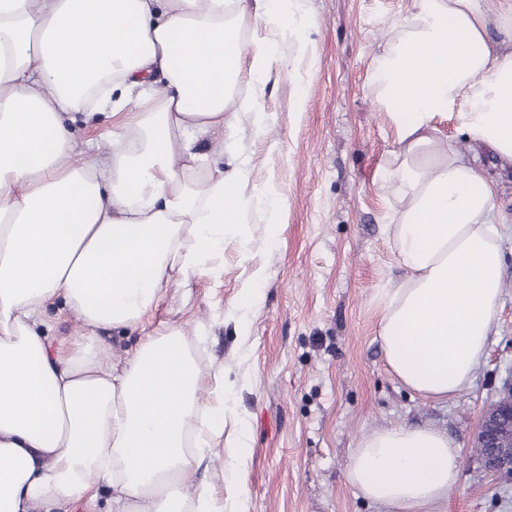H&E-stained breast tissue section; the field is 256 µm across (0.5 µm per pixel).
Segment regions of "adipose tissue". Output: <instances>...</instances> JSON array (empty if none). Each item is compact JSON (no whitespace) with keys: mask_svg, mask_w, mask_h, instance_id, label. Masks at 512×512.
<instances>
[{"mask_svg":"<svg viewBox=\"0 0 512 512\" xmlns=\"http://www.w3.org/2000/svg\"><path fill=\"white\" fill-rule=\"evenodd\" d=\"M247 12L306 50L296 0H0V512H51L101 484L113 512H242L245 433L217 475L225 494L190 482L237 390L223 369L204 377L202 334L154 331L115 365L95 331L141 326L171 278L219 281L224 238L255 207L279 229V188L244 193V162L225 170L196 146L255 113L230 104L242 64L260 85L277 61L244 38ZM493 25L511 27L512 7L414 0L373 67L395 130L378 183L406 270L382 293L379 337L389 371L436 401L470 385L504 286L496 188L467 155L488 147L512 171V48ZM104 107L105 143H79L70 122ZM451 115L465 148L439 128ZM58 303L83 333L53 353ZM459 463L448 435L390 425L358 442L347 476L391 512H436Z\"/></svg>","mask_w":512,"mask_h":512,"instance_id":"ef3b65f1","label":"adipose tissue"}]
</instances>
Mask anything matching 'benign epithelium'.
Segmentation results:
<instances>
[{"label": "benign epithelium", "instance_id": "obj_1", "mask_svg": "<svg viewBox=\"0 0 512 512\" xmlns=\"http://www.w3.org/2000/svg\"><path fill=\"white\" fill-rule=\"evenodd\" d=\"M474 445L484 449V469L494 475L512 476V383L507 381L497 399L480 417Z\"/></svg>", "mask_w": 512, "mask_h": 512}]
</instances>
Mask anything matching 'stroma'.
Instances as JSON below:
<instances>
[{"instance_id":"obj_1","label":"stroma","mask_w":512,"mask_h":512,"mask_svg":"<svg viewBox=\"0 0 512 512\" xmlns=\"http://www.w3.org/2000/svg\"><path fill=\"white\" fill-rule=\"evenodd\" d=\"M413 5L301 0L308 52L294 68L287 64L292 43L241 17L245 34L265 38L281 62L259 90L242 68L236 96L256 97L265 129L256 133L241 117L224 145L247 159L248 187L282 189L280 231L269 236L266 214L256 211L252 264L243 263L238 237L227 236L216 259L221 287L171 284L143 330L96 331L116 361L142 331L203 329V375L221 366L239 380L224 438L246 434L239 463L245 512H387L361 497L346 472L357 442L388 425L433 427L459 444L458 473L438 512H512V479L486 473L472 447L484 408L512 378V174L495 169L489 150L475 156L508 218L506 277L487 356L471 384L445 401L423 398L389 372L378 337L379 295L404 271L387 237L390 197L375 182L394 128L373 100L370 77L393 21ZM256 266L264 271L258 302L243 317L231 303Z\"/></svg>"}]
</instances>
